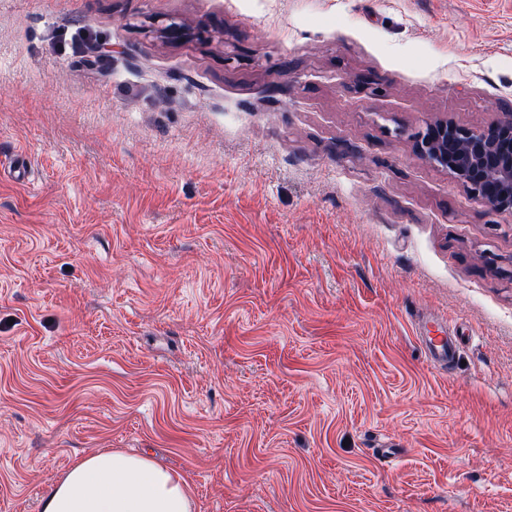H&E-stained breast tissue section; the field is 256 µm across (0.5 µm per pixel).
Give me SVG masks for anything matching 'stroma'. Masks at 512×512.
Listing matches in <instances>:
<instances>
[{"label": "stroma", "mask_w": 512, "mask_h": 512, "mask_svg": "<svg viewBox=\"0 0 512 512\" xmlns=\"http://www.w3.org/2000/svg\"><path fill=\"white\" fill-rule=\"evenodd\" d=\"M509 110L512 0H0V512H512V216L412 139ZM427 359L436 367L450 370L456 357L454 336H426L423 338ZM186 479L144 455L106 450L74 462L41 512H193Z\"/></svg>", "instance_id": "35a3bbf8"}]
</instances>
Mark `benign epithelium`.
I'll return each mask as SVG.
<instances>
[{
    "instance_id": "1",
    "label": "benign epithelium",
    "mask_w": 512,
    "mask_h": 512,
    "mask_svg": "<svg viewBox=\"0 0 512 512\" xmlns=\"http://www.w3.org/2000/svg\"><path fill=\"white\" fill-rule=\"evenodd\" d=\"M415 152L448 170L452 178L498 213L512 214V113L482 129L448 120L425 124L414 136Z\"/></svg>"
}]
</instances>
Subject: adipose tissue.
<instances>
[{"label": "adipose tissue", "mask_w": 512, "mask_h": 512, "mask_svg": "<svg viewBox=\"0 0 512 512\" xmlns=\"http://www.w3.org/2000/svg\"><path fill=\"white\" fill-rule=\"evenodd\" d=\"M41 512H194L186 479L144 455L106 450L74 462Z\"/></svg>", "instance_id": "adipose-tissue-1"}]
</instances>
